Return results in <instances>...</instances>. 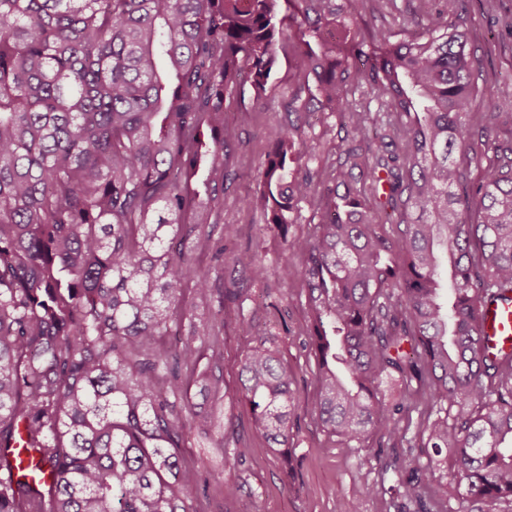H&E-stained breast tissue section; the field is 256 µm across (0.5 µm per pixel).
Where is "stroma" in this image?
<instances>
[{
  "mask_svg": "<svg viewBox=\"0 0 512 512\" xmlns=\"http://www.w3.org/2000/svg\"><path fill=\"white\" fill-rule=\"evenodd\" d=\"M471 47L483 78L503 101H512V0H470ZM307 76L290 43L278 47V63L266 88L267 107L255 109L247 119L228 116L235 135L226 157L224 213L221 224L229 228L224 258L214 262V237L210 227L196 230L194 263L209 272L214 288L241 291V312H229L220 328L224 352V402L222 423L243 451L240 463L223 473L206 476L199 487L205 512H339L340 495L379 482L378 455H390V443L370 437L363 446L346 447L342 437L329 433L317 419L314 404L319 391L314 356L305 346V292L301 280L280 282L256 279L255 266L283 263L301 267L300 255L288 250L281 237L265 228L263 215L245 203L257 188L255 177L266 160L269 146L281 129L294 123L288 99L305 95ZM306 138L321 157H338L345 144L342 119L330 113L315 114ZM250 320L240 326L239 316ZM274 334L275 347L293 376L290 413L293 422L289 468H282L268 440L256 431L248 404L239 397L237 362L258 337ZM228 482L246 484L248 491L235 500L224 497Z\"/></svg>",
  "mask_w": 512,
  "mask_h": 512,
  "instance_id": "obj_1",
  "label": "stroma"
}]
</instances>
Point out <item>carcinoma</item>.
Masks as SVG:
<instances>
[{"label":"carcinoma","mask_w":512,"mask_h":512,"mask_svg":"<svg viewBox=\"0 0 512 512\" xmlns=\"http://www.w3.org/2000/svg\"><path fill=\"white\" fill-rule=\"evenodd\" d=\"M356 2L0 0V512H201L216 464L181 456L209 440L182 371L216 316L187 313L188 281L212 296L194 232L224 210L227 112L266 105L285 38L314 83L246 204L305 257L256 276L305 285L318 419L401 444L389 395L411 390L426 462L384 458L396 484L368 495L448 512L430 489L451 466L470 512H512V350L481 353L476 317L512 289V112L478 84L467 0L371 33L367 55ZM312 112L344 116V161L302 138ZM302 202L314 231L291 237ZM271 341L241 358V394L286 470L293 378ZM222 362L202 373L216 406ZM20 448L49 468L44 493L12 479Z\"/></svg>","instance_id":"1"}]
</instances>
